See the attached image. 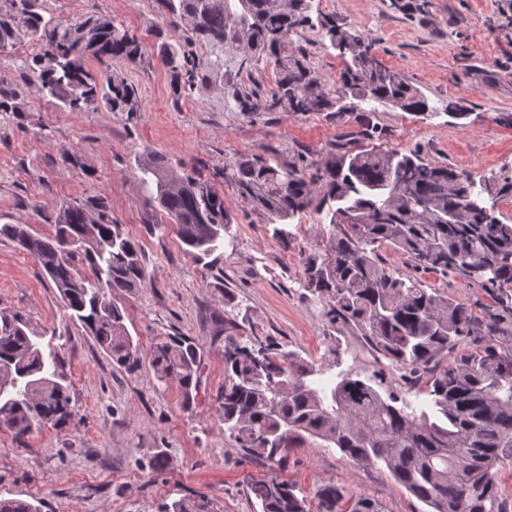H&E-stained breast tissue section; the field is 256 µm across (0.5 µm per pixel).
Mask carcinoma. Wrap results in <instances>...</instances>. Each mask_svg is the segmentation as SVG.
Segmentation results:
<instances>
[{
	"label": "carcinoma",
	"instance_id": "cac0c4a2",
	"mask_svg": "<svg viewBox=\"0 0 512 512\" xmlns=\"http://www.w3.org/2000/svg\"><path fill=\"white\" fill-rule=\"evenodd\" d=\"M0 9V54L28 40L38 46L16 66L36 78L40 96L60 109L87 112L104 104L132 112L135 90L118 77H97L93 57L134 63L141 39L123 23L76 19L64 26L44 14L42 0H7ZM314 0H154L158 12L180 20L182 43L154 34L161 64L176 90L210 85L224 70V49L236 51L243 70L263 58L275 85L265 96L237 85L228 95L241 112H326L343 117L366 104L403 112L433 111L422 91L385 67L354 26L319 20L322 42L343 66L329 85L292 35L312 25ZM196 47L210 49L200 56ZM23 88L0 78V112L19 111ZM329 153L299 168L283 169L263 157H241L220 177L272 225L273 237L291 244L288 227L315 207L329 228L322 253L301 252L304 287L331 303L330 324L355 325L378 358L405 380H425L428 405L420 414L398 406L383 382L346 374L325 387L320 369L301 353L260 336L224 331V434L249 456L281 466L295 448L314 439L364 467L381 466L429 512H512L500 472L512 465V224L498 201L512 198V176L475 178L455 167L372 143ZM150 189L148 205L173 224L184 250L202 263L224 250L232 219L213 186L179 171L165 157L138 164ZM323 196L314 203L313 186ZM52 227L48 235L28 224H1L60 293L72 318L86 326L112 361L130 371L141 365L137 340L116 299L145 280L139 244L126 235L102 197L35 207ZM390 248L413 266L462 278L495 297L493 308L472 305L396 275L383 261ZM150 366L158 381H175L192 400L201 354L188 336L154 344ZM71 382L47 331L19 311H0V430L22 436L34 428L72 421ZM258 512H388L369 496L345 501L341 487L324 482L310 493L268 475L249 486ZM0 512H41L35 501L1 498ZM160 512H214L204 495L179 497Z\"/></svg>",
	"mask_w": 512,
	"mask_h": 512
}]
</instances>
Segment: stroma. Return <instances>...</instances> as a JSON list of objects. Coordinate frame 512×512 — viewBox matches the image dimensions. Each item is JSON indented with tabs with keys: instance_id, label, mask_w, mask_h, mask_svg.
<instances>
[{
	"instance_id": "35a3bbf8",
	"label": "stroma",
	"mask_w": 512,
	"mask_h": 512,
	"mask_svg": "<svg viewBox=\"0 0 512 512\" xmlns=\"http://www.w3.org/2000/svg\"><path fill=\"white\" fill-rule=\"evenodd\" d=\"M321 13L356 26L375 44L377 58L402 73L433 106L418 116L378 106L368 121H336L319 114L241 112L218 86L178 97L159 61L153 34L178 41L175 19L154 0H43L47 14L67 22L105 16L123 22L143 42L142 56L98 62L92 74L116 75L137 89V109L106 106L63 112L27 87L16 112H0V225L28 224L50 233L35 212L39 202L107 199L124 232L142 248L145 282L119 298L125 323L140 343L143 362L131 372L112 362L87 329L71 320L54 285L30 256L0 236V309L20 311L52 333L72 382V422L23 436L0 431V497L38 500L43 512H158L173 497L206 495L215 512H255L251 480L270 472L224 434L219 394L224 385V320L248 315L243 335L256 334L299 351L326 377L352 372L384 377L412 412H421L423 387L406 385L378 360L362 336L336 332L329 303L301 286V251H324L328 229L315 210L291 228L290 246L215 172L239 156L281 166H305L325 154L363 144L373 126L386 149H421L426 159L474 176L512 171V18L500 0H315ZM315 70L334 83L342 63L325 50L318 30L293 36ZM471 111L457 120L447 101ZM71 154L74 164L61 162ZM159 154L213 180L233 220V245L210 266L187 254L165 217L146 203L137 164ZM428 286L477 308L492 297L456 275L419 274ZM169 334L193 338L201 351L199 383L185 400L177 383L158 382L148 362L152 345ZM159 456L164 467L149 466ZM279 477L305 490L332 481L346 498L368 495L389 512H428L387 470L362 467L332 448L308 444L291 452Z\"/></svg>"
}]
</instances>
